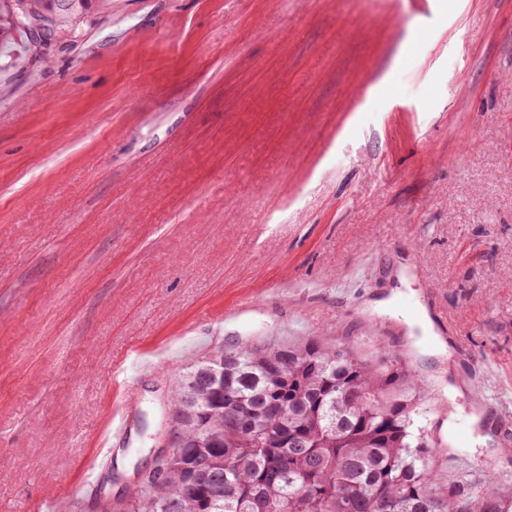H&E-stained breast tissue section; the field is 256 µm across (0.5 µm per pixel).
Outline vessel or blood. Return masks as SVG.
Listing matches in <instances>:
<instances>
[{
    "instance_id": "b4317fda",
    "label": "vessel or blood",
    "mask_w": 512,
    "mask_h": 512,
    "mask_svg": "<svg viewBox=\"0 0 512 512\" xmlns=\"http://www.w3.org/2000/svg\"><path fill=\"white\" fill-rule=\"evenodd\" d=\"M126 429V415L110 413L104 432L97 438L94 462L86 478L70 487L63 495L36 504V512H80L84 502L96 487L99 475L111 468L113 445L122 439Z\"/></svg>"
}]
</instances>
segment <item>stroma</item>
Segmentation results:
<instances>
[{"label": "stroma", "mask_w": 512, "mask_h": 512, "mask_svg": "<svg viewBox=\"0 0 512 512\" xmlns=\"http://www.w3.org/2000/svg\"><path fill=\"white\" fill-rule=\"evenodd\" d=\"M401 299L446 329L423 338ZM306 339L426 384L440 484L512 470V0H94L46 46L15 35L0 512L82 481L123 406L102 512L150 465L189 362ZM134 346L155 373L114 380ZM473 414L488 440L458 448Z\"/></svg>", "instance_id": "stroma-1"}]
</instances>
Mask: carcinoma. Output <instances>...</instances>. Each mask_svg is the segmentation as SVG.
Wrapping results in <instances>:
<instances>
[{
    "instance_id": "cac0c4a2",
    "label": "carcinoma",
    "mask_w": 512,
    "mask_h": 512,
    "mask_svg": "<svg viewBox=\"0 0 512 512\" xmlns=\"http://www.w3.org/2000/svg\"><path fill=\"white\" fill-rule=\"evenodd\" d=\"M89 0H0V40L55 34ZM422 380L315 340L218 350L178 374L160 484L106 512H512V492L435 482ZM298 442L299 448L291 447Z\"/></svg>"
}]
</instances>
